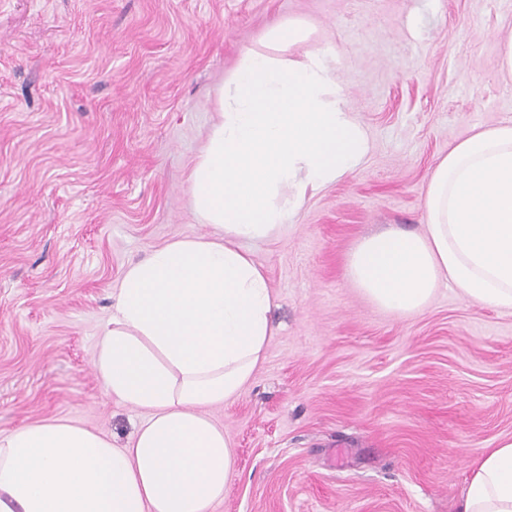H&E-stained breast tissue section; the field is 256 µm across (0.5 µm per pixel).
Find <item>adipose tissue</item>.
<instances>
[{
	"label": "adipose tissue",
	"mask_w": 512,
	"mask_h": 512,
	"mask_svg": "<svg viewBox=\"0 0 512 512\" xmlns=\"http://www.w3.org/2000/svg\"><path fill=\"white\" fill-rule=\"evenodd\" d=\"M307 25L271 28L246 52L189 176L208 235L180 238L123 272L94 368L113 399L145 411L126 447L46 419L0 433V512H210L235 452L207 408L249 385L275 330L264 269L242 247L285 227L317 191L353 172L367 131L336 91L335 58L275 57ZM422 232L362 238L348 280L378 307L424 309L441 283L512 309V125L480 128L430 174ZM458 512H512V437L470 465Z\"/></svg>",
	"instance_id": "ef3b65f1"
}]
</instances>
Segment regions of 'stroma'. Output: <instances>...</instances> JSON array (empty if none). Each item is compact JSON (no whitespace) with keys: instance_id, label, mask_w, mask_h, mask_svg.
Segmentation results:
<instances>
[{"instance_id":"stroma-1","label":"stroma","mask_w":512,"mask_h":512,"mask_svg":"<svg viewBox=\"0 0 512 512\" xmlns=\"http://www.w3.org/2000/svg\"><path fill=\"white\" fill-rule=\"evenodd\" d=\"M288 21L311 30L291 58L335 50L371 149L249 246L275 334L208 410L237 457L211 512H457L512 436V310L444 284L401 316L345 267L372 232L421 230L457 142L512 125V0H0V433L66 419L127 446L144 414L94 370L122 274L209 234L189 175L241 57Z\"/></svg>"}]
</instances>
